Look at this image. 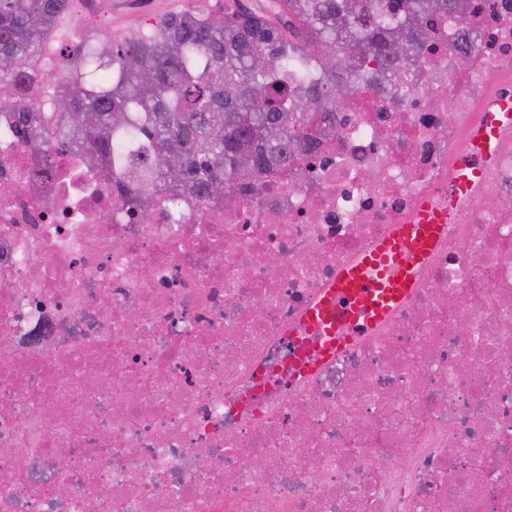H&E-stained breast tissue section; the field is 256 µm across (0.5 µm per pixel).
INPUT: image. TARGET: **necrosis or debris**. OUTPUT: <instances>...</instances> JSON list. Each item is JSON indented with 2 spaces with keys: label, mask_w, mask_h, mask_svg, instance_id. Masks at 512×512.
<instances>
[{
  "label": "necrosis or debris",
  "mask_w": 512,
  "mask_h": 512,
  "mask_svg": "<svg viewBox=\"0 0 512 512\" xmlns=\"http://www.w3.org/2000/svg\"><path fill=\"white\" fill-rule=\"evenodd\" d=\"M466 5L429 21L408 102L355 95L227 200L133 209L81 156L38 171L0 113V512H512V132L452 184L512 98V0ZM423 204L449 217L410 299L289 368L308 308ZM482 122L470 135V148L460 161L455 180L456 194H465L482 174L483 162L492 153L499 134L512 126V100L501 99L487 109Z\"/></svg>",
  "instance_id": "4bbe7bcc"
}]
</instances>
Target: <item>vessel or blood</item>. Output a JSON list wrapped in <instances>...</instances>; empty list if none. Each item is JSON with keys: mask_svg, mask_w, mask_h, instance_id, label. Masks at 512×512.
<instances>
[{"mask_svg": "<svg viewBox=\"0 0 512 512\" xmlns=\"http://www.w3.org/2000/svg\"><path fill=\"white\" fill-rule=\"evenodd\" d=\"M509 127H512V100H498L471 132L469 151L458 166L456 193H466L474 185L500 132ZM444 223V217L429 208H419L411 223L400 225L374 250L342 268L336 290L306 316L310 334L324 339L323 356L341 352L347 345L342 325L370 327L409 298L415 269L441 237Z\"/></svg>", "mask_w": 512, "mask_h": 512, "instance_id": "obj_1", "label": "vessel or blood"}]
</instances>
